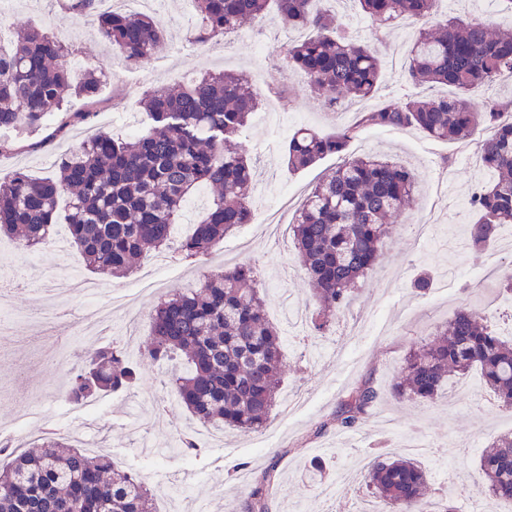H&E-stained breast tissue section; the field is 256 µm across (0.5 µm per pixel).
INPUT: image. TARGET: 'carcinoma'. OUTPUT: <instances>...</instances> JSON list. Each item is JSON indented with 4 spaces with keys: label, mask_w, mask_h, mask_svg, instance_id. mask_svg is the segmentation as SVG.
<instances>
[{
    "label": "carcinoma",
    "mask_w": 512,
    "mask_h": 512,
    "mask_svg": "<svg viewBox=\"0 0 512 512\" xmlns=\"http://www.w3.org/2000/svg\"><path fill=\"white\" fill-rule=\"evenodd\" d=\"M284 27L310 35L292 46L286 71H296L329 103L370 99L381 64L370 45L352 38L319 0H194L198 24L190 33L207 43L235 32L247 19L261 20L269 2ZM374 23L399 18L426 20L437 0H357ZM81 15L96 17L103 39L142 62L165 40L148 15L101 10L98 0H66ZM68 46L35 28H23L12 48L0 52V129L21 132L65 111L66 93L87 100L72 112L79 124L98 104L101 77L93 72L73 82L64 64ZM407 75L417 88L454 87L455 96L411 95L400 104L358 114L355 124L330 133L308 127L288 139V168L306 169L337 155L342 162L310 191L292 224L298 261L310 276L318 308L309 330L324 336L336 315L350 306L359 280L373 271L387 246L391 225L414 197L420 174L372 154L348 155L365 127L417 128L429 138L467 143L478 128L481 166L489 177L472 194L475 216L468 246L486 250L501 227L512 224V100L487 98L474 111L466 97L481 94L512 76V34L494 36L480 19L445 22L416 33ZM259 101L238 73L194 76L176 91L151 88L143 96L147 128L128 141L100 132L60 159L58 175L37 179L24 170L0 182V234L17 236L27 248H47L59 223L58 201L70 244L88 269L114 276L130 272L136 259L171 246L185 257L207 256L224 236L252 219V162L236 137L246 129ZM202 186L216 190L202 216L173 244L171 227ZM150 341L142 356L157 363L181 361L173 381L181 406L206 425L245 434L261 430L277 406L284 373L282 336L268 319L263 289L249 263L226 267L199 286L160 299L152 314ZM490 315L459 310L434 338L404 358L395 392L401 398L438 400L448 377L480 369L484 385L501 407L512 410V340L489 326ZM138 379L133 361L112 345L76 368L67 397L75 405L99 392L128 390ZM370 386L356 388L336 414L351 429L376 400ZM0 467V512H157L148 485L118 468L107 454L91 457L63 440L45 439L39 451H11ZM429 473L409 455L379 456L364 482L389 512H460L457 495L512 501V434L483 449L479 479L428 495Z\"/></svg>",
    "instance_id": "cac0c4a2"
}]
</instances>
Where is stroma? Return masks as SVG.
Masks as SVG:
<instances>
[{"instance_id": "stroma-1", "label": "stroma", "mask_w": 512, "mask_h": 512, "mask_svg": "<svg viewBox=\"0 0 512 512\" xmlns=\"http://www.w3.org/2000/svg\"><path fill=\"white\" fill-rule=\"evenodd\" d=\"M182 2L167 0L165 12L155 17L166 32L162 47L141 65L117 69L112 65V48L92 19L67 9L65 0H14L12 29L46 28L70 47L67 61L73 79L94 69L103 74L104 81L99 92L102 105L91 124L70 128L56 137L46 128L22 134L0 130V141L19 138L27 145L24 152L0 154V179L20 168L35 178L54 176L61 156L92 134L102 131L121 138L142 129L146 117L138 102L147 89L173 88L187 76L206 72L245 74L263 110H275L280 116L298 113L305 126L317 131L327 133L354 122L357 105L330 109L326 94L311 89L298 73L289 74L290 92L286 95L268 81L271 69L285 65L300 31L286 29L268 16L245 23L228 36L197 44L189 38L192 24ZM326 7L344 18L350 36L368 43L380 56L381 76L369 106L397 104L413 94L404 60L418 23L407 19L389 25L372 23L363 16L357 0H327ZM449 17L479 18L495 32L512 30V12L499 0H441L437 18ZM238 140L255 165L258 192L252 221L225 236L200 260L178 256L155 275L151 272L155 256L150 253L133 273L113 278L89 274L76 249L63 255L27 250L13 238L0 236V269L21 270L33 285L47 286L54 273H73L91 276L104 292L133 293L138 318L127 353L139 362L141 372L135 387L107 395L104 412L91 425H84L79 413L58 395L59 389L68 385L71 370L48 361L52 338L43 330L18 326L7 342H0V423L26 405H36L41 416L33 437L21 444L25 450L32 449L48 431L66 439L72 430L89 429L118 466L136 472L150 486L158 512H189L202 501L210 502L213 512H249L247 491L257 486L263 489L266 512H351L356 499L366 493L363 483L338 486L335 499L326 501L317 497L307 475L316 467L331 475L349 464L373 462L378 454L375 444L385 438L379 424L386 418L396 432L425 433L457 443L455 454L431 464L433 475L451 483L462 474L477 475L481 449L492 437L512 433V412L500 407L489 391L476 387L463 393L467 379H479V371L450 380L444 397L435 403L399 398L393 384L409 349L427 340L436 325L450 320L458 310L491 308L495 328L512 319L511 310L492 304L503 281L512 279V234L501 233L496 244L483 253L451 255L417 242L405 232L408 224L468 227L473 214L466 203L482 170L475 157L476 144L431 139L413 127L367 128L349 146L355 155L388 153L397 163L417 168L421 181L403 223L393 226L379 264L360 282L350 307L338 315L334 333L315 347L284 343L287 369L280 394L305 395L308 406L291 417L275 412L263 429L266 439L261 444L226 430L221 441L203 447L196 458L182 456L180 437L197 435L202 426L180 403L170 401L166 366L140 358L158 298L196 286L216 267L249 262L267 292L266 310L275 324L284 325V310L297 307L309 313L315 308L311 284L296 260L289 226L269 235L264 223L276 189L288 185L291 205L299 207L307 188L336 167L339 159L328 156L307 169L289 170L287 136L274 126L260 125L255 117ZM425 271L432 275L433 284L421 293L413 282ZM367 312L377 316L373 327L363 335L349 337V351L336 356L337 331ZM365 384L377 390V400L359 426L338 429L340 403ZM146 439L161 449V456L151 461L142 457L140 446Z\"/></svg>"}]
</instances>
